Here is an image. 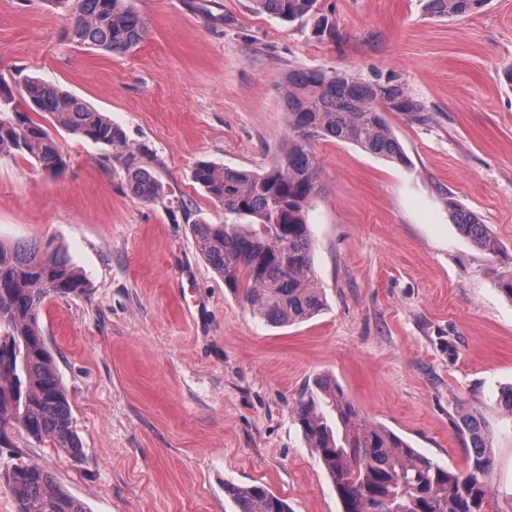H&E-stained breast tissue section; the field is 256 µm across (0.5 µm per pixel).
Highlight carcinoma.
Masks as SVG:
<instances>
[{"label":"carcinoma","instance_id":"carcinoma-1","mask_svg":"<svg viewBox=\"0 0 512 512\" xmlns=\"http://www.w3.org/2000/svg\"><path fill=\"white\" fill-rule=\"evenodd\" d=\"M255 9L284 21L316 17L321 36L336 41V28L316 16L317 0H253ZM486 0H426L436 17H464ZM71 40L128 53L142 42L145 19L129 0H77L66 17ZM49 125L13 117L15 95ZM288 149L267 171L253 173L200 163L196 182L224 209L246 224L194 226L199 253L225 286L253 315L275 326L310 319L323 307L313 264L309 210L319 192L314 140L354 144L391 162L408 163L388 113L424 123L428 115L393 81L363 82L344 71L309 70L288 76L285 94ZM59 126L97 144L122 147L121 128L107 115L52 82L23 79L17 90L0 78V157L29 156L53 175L67 161L49 126ZM130 192L145 203L162 198L157 179L129 155ZM450 218L478 249L496 255L498 239L472 211L453 206ZM82 280L61 249L49 241H0V448L18 432L58 451L75 454L79 442L55 358L39 327V311L49 297L81 292ZM294 413L308 448L325 468L342 512H512V495L493 492L494 446L482 413L466 411L459 431L469 441V465L454 472L415 451L383 426L365 421L335 379L317 378ZM18 512H87L59 486L45 466L20 462L8 473ZM237 512H290L265 485H225Z\"/></svg>","mask_w":512,"mask_h":512}]
</instances>
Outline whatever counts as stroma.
Wrapping results in <instances>:
<instances>
[{
    "label": "stroma",
    "instance_id": "35a3bbf8",
    "mask_svg": "<svg viewBox=\"0 0 512 512\" xmlns=\"http://www.w3.org/2000/svg\"><path fill=\"white\" fill-rule=\"evenodd\" d=\"M146 21L125 54L72 42L53 0H0V77L51 81L117 123L125 147L63 129L69 165L0 159V239L50 240L81 293L40 313L80 452L14 435L0 448V512H17L16 459L50 469L87 512H235L228 484H265L290 512H341L294 415L317 377L336 379L362 416L453 471L466 470L456 404L494 437V489L512 493V0L465 17L424 0H318L313 21L252 0H131ZM296 70L393 79L429 115L391 114L410 162L321 139L309 211L324 307L275 327L254 316L200 255L196 224L224 211L197 163L263 172L288 145ZM135 155L162 184L147 204L126 184ZM474 211L501 245L479 250L449 218Z\"/></svg>",
    "mask_w": 512,
    "mask_h": 512
}]
</instances>
